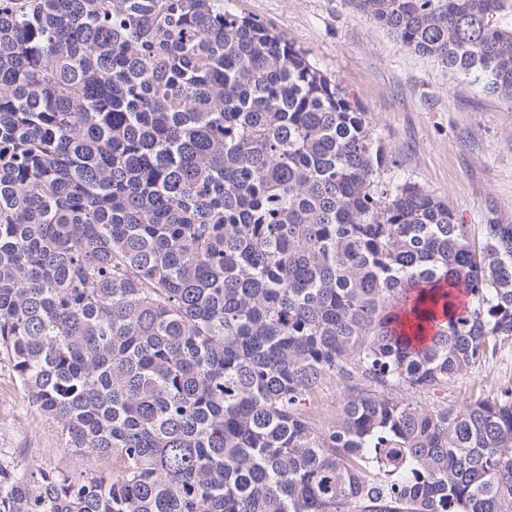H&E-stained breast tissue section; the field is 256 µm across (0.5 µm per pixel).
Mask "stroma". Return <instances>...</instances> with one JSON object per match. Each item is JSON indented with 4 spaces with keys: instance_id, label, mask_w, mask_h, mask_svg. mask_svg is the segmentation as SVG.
Wrapping results in <instances>:
<instances>
[{
    "instance_id": "obj_1",
    "label": "stroma",
    "mask_w": 512,
    "mask_h": 512,
    "mask_svg": "<svg viewBox=\"0 0 512 512\" xmlns=\"http://www.w3.org/2000/svg\"><path fill=\"white\" fill-rule=\"evenodd\" d=\"M235 13L284 35L326 70L366 112L393 163L385 180L417 183L448 200L481 240L484 225L512 224V102L395 41L344 0H225ZM512 378L504 348L448 389L464 404ZM0 457L24 467L87 477L111 475L112 461L68 449L55 422L30 404L0 354Z\"/></svg>"
}]
</instances>
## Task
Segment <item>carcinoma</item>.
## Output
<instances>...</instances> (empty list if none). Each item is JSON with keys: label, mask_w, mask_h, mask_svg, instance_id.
<instances>
[{"label": "carcinoma", "mask_w": 512, "mask_h": 512, "mask_svg": "<svg viewBox=\"0 0 512 512\" xmlns=\"http://www.w3.org/2000/svg\"><path fill=\"white\" fill-rule=\"evenodd\" d=\"M348 2L512 101L502 0ZM388 164L224 0H0V353L115 471L0 461V512H512V380L448 403L512 345V224ZM339 406V394L334 387H325L320 399L315 405V412L325 427L328 426L332 417L336 414Z\"/></svg>", "instance_id": "cac0c4a2"}]
</instances>
